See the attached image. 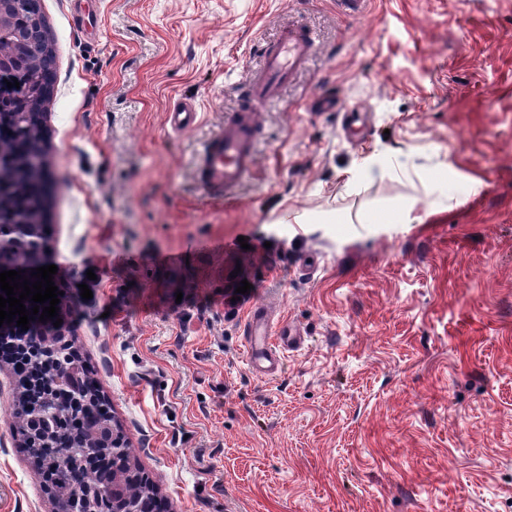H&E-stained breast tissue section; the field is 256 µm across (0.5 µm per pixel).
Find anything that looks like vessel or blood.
<instances>
[{
    "label": "vessel or blood",
    "mask_w": 512,
    "mask_h": 512,
    "mask_svg": "<svg viewBox=\"0 0 512 512\" xmlns=\"http://www.w3.org/2000/svg\"><path fill=\"white\" fill-rule=\"evenodd\" d=\"M318 48L315 33L305 25L284 26L275 40L261 46L262 64L247 81L242 102L226 117L221 128L202 141L195 158V173L207 192H228L251 175L256 166V142L262 108L279 96L282 87ZM196 98H178L166 112V123L175 132L191 130L198 120ZM247 363L262 376H275L284 350L296 345L294 326L272 327L265 305H253L247 320Z\"/></svg>",
    "instance_id": "vessel-or-blood-1"
}]
</instances>
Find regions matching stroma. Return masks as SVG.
<instances>
[{"label": "stroma", "mask_w": 512, "mask_h": 512, "mask_svg": "<svg viewBox=\"0 0 512 512\" xmlns=\"http://www.w3.org/2000/svg\"><path fill=\"white\" fill-rule=\"evenodd\" d=\"M70 4L41 0L51 255L170 512H512V0H82L95 41ZM296 21L319 47L212 197L195 150ZM182 94L200 121L176 133ZM404 199L423 223H395ZM258 302L301 334L273 378L245 362ZM18 381L0 370V512H52ZM198 112V101L195 97H180L166 111V124L174 132L189 131L197 123Z\"/></svg>", "instance_id": "obj_1"}]
</instances>
